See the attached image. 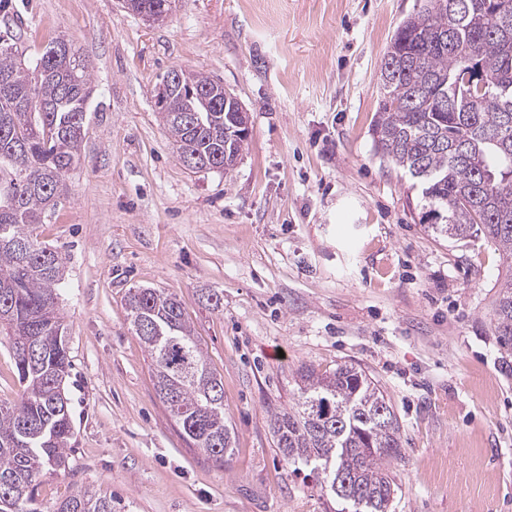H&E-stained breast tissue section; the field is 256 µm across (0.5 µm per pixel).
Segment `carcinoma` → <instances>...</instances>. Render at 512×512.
Wrapping results in <instances>:
<instances>
[{
	"mask_svg": "<svg viewBox=\"0 0 512 512\" xmlns=\"http://www.w3.org/2000/svg\"><path fill=\"white\" fill-rule=\"evenodd\" d=\"M487 0H428L396 29L381 65L384 96L373 135L377 151L419 180L433 228L464 240L482 235L512 258V10ZM0 37V333L13 353L21 394L0 402V512H115L112 498L80 487L49 508L43 479L70 468L73 434L64 384L71 361L57 290L61 253L41 245L35 225L54 210L80 160L89 63L47 51L32 63ZM480 55L486 87L466 86L462 51ZM197 96L166 98L163 119L190 170L232 169L248 137L213 80L181 72ZM125 306L151 359L156 393L182 434L219 466L233 452L224 417V381L196 343L177 295L130 288ZM502 361L512 358V274L500 285L491 320ZM293 404L271 415L284 462L320 475L339 512H388L396 483L389 465L403 439L390 399L352 364L332 372L303 367ZM386 411L387 421L375 416Z\"/></svg>",
	"mask_w": 512,
	"mask_h": 512,
	"instance_id": "1",
	"label": "carcinoma"
}]
</instances>
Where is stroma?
Masks as SVG:
<instances>
[{
    "label": "stroma",
    "mask_w": 512,
    "mask_h": 512,
    "mask_svg": "<svg viewBox=\"0 0 512 512\" xmlns=\"http://www.w3.org/2000/svg\"><path fill=\"white\" fill-rule=\"evenodd\" d=\"M426 3L176 0L152 25L121 0H6L0 36L26 59L64 37L92 65L80 161L36 229L66 258L74 426L42 504L90 485L121 512H334L315 476L283 462L269 415L292 405L298 368L346 362L399 419L389 512H512V370L491 324L512 259L480 236L434 234L372 134L389 41ZM174 67L248 112L232 170L180 161L156 105ZM135 286L178 296L224 380V467L156 393L125 308Z\"/></svg>",
    "instance_id": "35a3bbf8"
}]
</instances>
